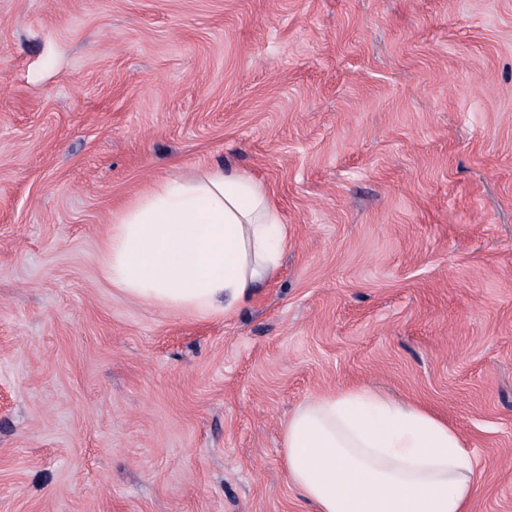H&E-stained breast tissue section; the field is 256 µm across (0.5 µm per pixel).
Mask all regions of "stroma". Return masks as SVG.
<instances>
[{
    "instance_id": "obj_1",
    "label": "stroma",
    "mask_w": 512,
    "mask_h": 512,
    "mask_svg": "<svg viewBox=\"0 0 512 512\" xmlns=\"http://www.w3.org/2000/svg\"><path fill=\"white\" fill-rule=\"evenodd\" d=\"M218 163L275 278L224 318L112 288L113 217ZM361 386L512 512V0H0V512H309L283 427Z\"/></svg>"
}]
</instances>
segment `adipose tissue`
Instances as JSON below:
<instances>
[{"label": "adipose tissue", "instance_id": "ef3b65f1", "mask_svg": "<svg viewBox=\"0 0 512 512\" xmlns=\"http://www.w3.org/2000/svg\"><path fill=\"white\" fill-rule=\"evenodd\" d=\"M288 227L264 186L214 164L150 183L113 219L105 279L163 312L223 317L275 276ZM289 483L314 512H473L459 432L366 386L302 405L283 431Z\"/></svg>", "mask_w": 512, "mask_h": 512}]
</instances>
